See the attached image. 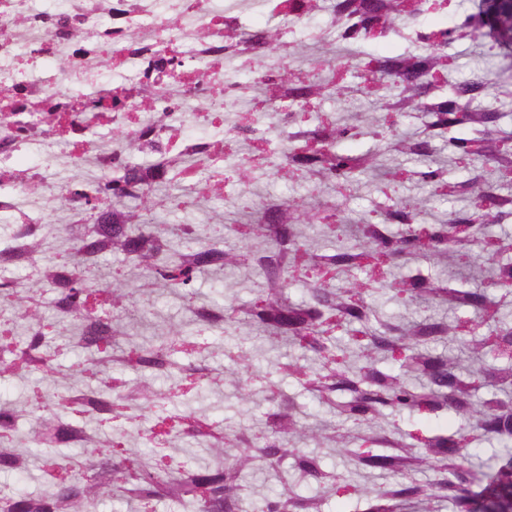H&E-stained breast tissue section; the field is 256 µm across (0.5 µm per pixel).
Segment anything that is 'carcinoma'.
<instances>
[{"label": "carcinoma", "instance_id": "obj_1", "mask_svg": "<svg viewBox=\"0 0 512 512\" xmlns=\"http://www.w3.org/2000/svg\"><path fill=\"white\" fill-rule=\"evenodd\" d=\"M410 0H305L314 17L323 11L354 17L351 28H339L336 49L346 50L374 39L395 20L420 15ZM512 19V2L483 0L482 13L473 30L481 35L499 34V25ZM451 32L429 30L420 55L376 59L370 70L360 66L356 76L371 88H386L380 111L408 108L419 114L428 135L405 136L369 157L320 150L311 131L294 132L298 147L288 154V168L308 178L316 177L334 190L366 178L391 183L396 168L386 153L411 155L424 168L411 172L418 182L442 197H462L470 185L448 180L445 169L427 160L434 153L433 134L451 129L462 136L447 141L474 161L486 162L489 136L512 133L501 129L503 113L494 105L473 102L483 83L448 77L442 47ZM283 84L295 87L303 109L314 108L337 94V84L299 81L297 69L288 66ZM492 173L500 192L497 221L512 218V151L495 154ZM233 178L243 184L258 181L264 164L240 162L231 166ZM158 162L152 160L112 175V228L101 224H73L66 234L44 229L42 224L15 226L8 241H18L9 256L0 260L31 268L33 278L23 288L0 276V291L8 298L0 307V379L29 377L50 372L51 344L43 320L51 311L63 326L64 340L93 355L89 380L66 379L58 383L54 411L42 398L0 402V473L33 474L37 462L48 470L42 486L17 493L0 487L7 512H97L108 494L132 505L134 512H152V504L165 498L178 512H322L328 496H356L369 502L367 512H437L427 501L453 502L458 512H512V243L488 233L469 216L447 224L416 228L414 215L404 208L388 207L382 222L367 221L351 232L327 222L340 206L315 185L304 203L278 202L271 221L239 224L238 232L256 244L255 258L224 250L223 226H209L214 242L200 243L198 226L182 225L183 239L174 241L164 230L139 223L141 213L155 205H173L174 193L163 181ZM390 224L406 230L393 232ZM56 250L55 261L41 262L46 251ZM406 253L413 259L436 263L442 276L421 272L400 274L389 283L390 298L405 305L431 308L471 307L478 317L463 325L430 316L401 328L395 326L369 301L377 292L375 278L384 267ZM111 255L140 271L147 285H160L183 293L192 323L200 332L224 335L227 353L235 350L236 331L242 325L258 330L272 344H284L295 353L276 359L277 371L313 393L328 411L343 422L379 423L388 412L434 414L451 409L459 420L451 434L404 433L390 435L346 433V454L354 471L328 468L320 449L336 446V428L310 427L302 421L298 405L274 385L270 398L277 401L267 414L263 429L255 433L240 427L229 433L215 428L202 405L204 385L229 380L235 371L217 370L201 363L183 328L172 325L145 335L126 325L119 333L112 322L129 318L136 288H94L85 273L98 259ZM257 264L258 301L240 309L219 297L201 305L188 291L198 276L222 274L227 266L247 268ZM316 262L324 273L369 267V280L331 287L325 279L312 284L308 302L291 303L284 296L288 272ZM49 300H44L45 295ZM98 320L91 335L87 323ZM358 323L345 338L334 335L336 325ZM180 348L187 359L174 360ZM399 364L394 373L375 366L377 356ZM181 378L197 385V406L177 416L170 428L174 437L189 439L203 448L208 459L197 466L163 468L165 444L152 439L151 448L136 458L111 454L126 435L123 425L103 429L116 418L135 421L150 407L168 405L154 387L160 378ZM30 430L23 432L20 422ZM494 440L497 445L480 455L472 448ZM379 469L402 479L400 488L372 490L357 480L359 470ZM267 470L281 484L271 496L252 495L251 478ZM431 472L434 479L419 484L416 473ZM313 486L306 494L301 486Z\"/></svg>", "mask_w": 512, "mask_h": 512}]
</instances>
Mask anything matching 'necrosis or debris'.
<instances>
[{"mask_svg":"<svg viewBox=\"0 0 512 512\" xmlns=\"http://www.w3.org/2000/svg\"><path fill=\"white\" fill-rule=\"evenodd\" d=\"M259 12L279 31L316 39L338 24L332 12L312 24L303 0H64L55 10L0 0V214L27 224L32 206L62 195L74 222L93 211L111 223L108 181L130 166L132 141L151 159L193 158L180 179L206 171L219 187L226 145L252 140L287 154L288 140L271 142L264 129L296 124L291 94L272 111L247 110L290 51L250 25ZM40 143L39 167L17 170L15 154ZM64 156L76 168L92 162L96 182L47 185L44 170Z\"/></svg>","mask_w":512,"mask_h":512,"instance_id":"1","label":"necrosis or debris"}]
</instances>
